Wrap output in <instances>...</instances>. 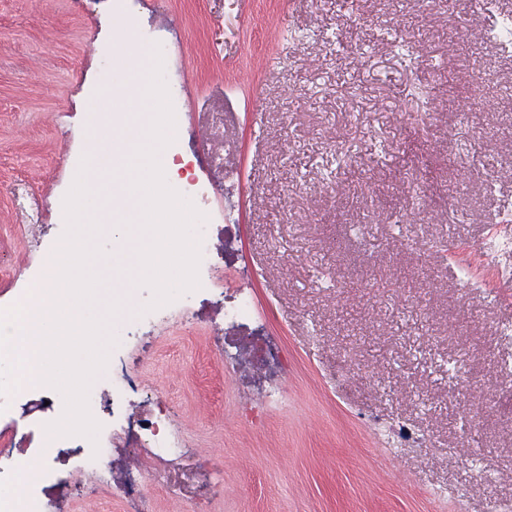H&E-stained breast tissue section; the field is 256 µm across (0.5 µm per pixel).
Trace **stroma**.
Masks as SVG:
<instances>
[{"mask_svg": "<svg viewBox=\"0 0 512 512\" xmlns=\"http://www.w3.org/2000/svg\"><path fill=\"white\" fill-rule=\"evenodd\" d=\"M170 57L179 161L212 191L195 226L224 286L151 325L119 318L181 465L75 497L80 455L17 392L30 490L67 512H496L512 502V0H0V307L37 281L90 133L122 81L114 15ZM249 295L255 312L228 324ZM281 358L261 361L258 348ZM487 480L474 481V472Z\"/></svg>", "mask_w": 512, "mask_h": 512, "instance_id": "obj_1", "label": "stroma"}]
</instances>
